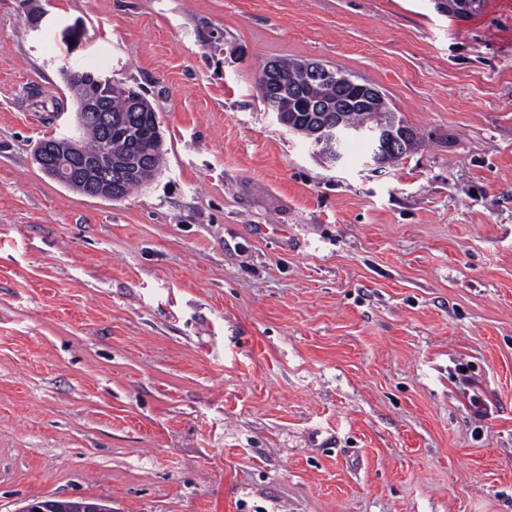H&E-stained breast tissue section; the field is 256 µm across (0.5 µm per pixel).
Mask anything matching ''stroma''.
Here are the masks:
<instances>
[{
  "label": "stroma",
  "mask_w": 512,
  "mask_h": 512,
  "mask_svg": "<svg viewBox=\"0 0 512 512\" xmlns=\"http://www.w3.org/2000/svg\"><path fill=\"white\" fill-rule=\"evenodd\" d=\"M275 57L378 86L423 145L321 162L254 96ZM69 65L158 116L122 199L34 160ZM34 498L512 512V0H0V512Z\"/></svg>",
  "instance_id": "1"
}]
</instances>
